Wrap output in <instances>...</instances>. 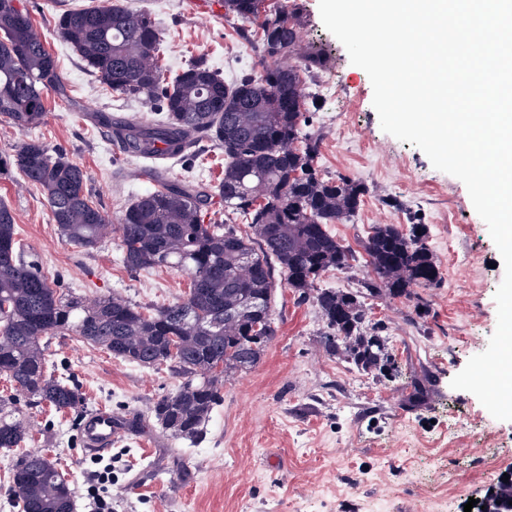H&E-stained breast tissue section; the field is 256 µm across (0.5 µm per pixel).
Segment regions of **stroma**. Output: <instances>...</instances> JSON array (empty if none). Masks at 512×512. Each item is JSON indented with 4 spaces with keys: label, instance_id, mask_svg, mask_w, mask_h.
<instances>
[{
    "label": "stroma",
    "instance_id": "obj_1",
    "mask_svg": "<svg viewBox=\"0 0 512 512\" xmlns=\"http://www.w3.org/2000/svg\"><path fill=\"white\" fill-rule=\"evenodd\" d=\"M111 2L25 0L36 32L58 61L63 88L49 92L41 126L21 130L0 121V155L38 139L81 165L92 201L111 224L107 238L89 252L63 243L42 190L18 172L0 175V202L12 210L26 251L66 293L84 299L114 293L143 306L162 305L182 297L189 280L171 269L133 274L124 268L117 226L151 183L139 175L140 161L117 151L96 121L109 112L141 124L154 111L100 85L54 30L64 10ZM121 2L154 19L167 73L197 57L229 85L242 72L261 70L257 43L239 36L242 22L234 16L192 9L190 0ZM268 2L295 5L303 44L324 46L330 55L308 84L316 102L304 130L322 139L317 169L368 190L358 213L330 225L331 234L358 250L378 225L406 231L416 217L427 228L441 283L370 302L398 377L364 375L327 354L318 309L280 281L272 301L276 335L255 368L225 377L224 400L201 442L189 445L149 421L123 432L98 457L81 447L76 416L103 407L131 418L181 380L166 364L138 366L68 337L53 339L49 369L75 379L82 400L77 410L62 413L31 406L0 376V399L11 400L27 428L19 447L0 448V512H20L12 469L30 450L46 454L70 481L75 512H93L99 496L112 512H464L468 499H482L497 477L512 474V421L495 419L475 395L451 386L467 361L487 348L497 325L494 294L504 269L487 225L463 182L382 130L370 78L325 29L318 0ZM223 165V152L208 148L192 166L172 159L159 167L167 180L182 183L216 179ZM390 198L399 208L387 206ZM421 369L434 375V391L428 405L406 408L404 384ZM106 464L111 481L93 485L92 471Z\"/></svg>",
    "mask_w": 512,
    "mask_h": 512
}]
</instances>
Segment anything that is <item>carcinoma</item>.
Instances as JSON below:
<instances>
[{
	"instance_id": "carcinoma-1",
	"label": "carcinoma",
	"mask_w": 512,
	"mask_h": 512,
	"mask_svg": "<svg viewBox=\"0 0 512 512\" xmlns=\"http://www.w3.org/2000/svg\"><path fill=\"white\" fill-rule=\"evenodd\" d=\"M266 0H224L225 9L255 26L260 74L233 85L204 61L163 76L159 32L151 16L117 3L62 12L56 34L96 79L129 99L158 101L161 116L133 126L107 113L125 153L140 159L175 154L194 161L209 141L224 152L215 184L174 186L156 176L154 188L125 208L119 230L123 265L131 272L170 268L189 276L181 299L145 308L118 295L92 302L60 291L41 263L24 255L11 210L0 203V375L35 406L72 410L77 385L46 371L42 341L69 336L139 366L170 363L182 378L158 398L147 418L172 436L195 442L223 396V378L248 372L275 335L272 294L280 276L324 320L323 345L365 373L392 369L382 327L365 299L407 296L413 285L434 286L441 273L425 244V228L405 233L379 225L363 244L373 277L355 292L318 288L329 269L347 270L356 252L327 225L350 219L367 189L353 180L325 179L315 168L321 138L302 134L308 122L307 78L326 66L321 49L300 47L299 23L288 8L260 10ZM61 89L54 56L33 30L23 0H0V119L21 129L46 116V94ZM15 169L40 187L63 241L86 251L100 246L108 220L92 201L80 164L40 140L0 157V172ZM224 213L245 219L251 234L209 216L213 198ZM406 402L425 405L432 377L411 378ZM0 400V448L25 439L23 422ZM22 512H73L74 490L41 452H28L12 470ZM477 512H512V478L490 488Z\"/></svg>"
}]
</instances>
